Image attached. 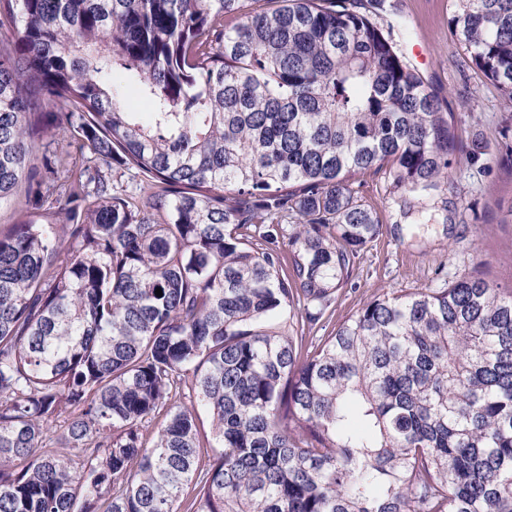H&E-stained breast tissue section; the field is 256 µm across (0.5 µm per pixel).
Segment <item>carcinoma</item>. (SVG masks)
Wrapping results in <instances>:
<instances>
[{
  "instance_id": "obj_1",
  "label": "carcinoma",
  "mask_w": 512,
  "mask_h": 512,
  "mask_svg": "<svg viewBox=\"0 0 512 512\" xmlns=\"http://www.w3.org/2000/svg\"><path fill=\"white\" fill-rule=\"evenodd\" d=\"M247 2L5 0L0 203L42 194L46 99L156 190L90 172L68 223L0 234V512H512V290L382 291L299 334L379 232L352 177L447 190L454 124L361 0ZM452 2L512 101V0ZM97 168L99 174L106 180H109L118 191L136 197L138 200H145L151 190H148L147 177L144 176L138 169L129 165L128 168H117L115 165L107 166L104 163H98Z\"/></svg>"
}]
</instances>
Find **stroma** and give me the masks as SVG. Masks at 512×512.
Masks as SVG:
<instances>
[{
    "label": "stroma",
    "mask_w": 512,
    "mask_h": 512,
    "mask_svg": "<svg viewBox=\"0 0 512 512\" xmlns=\"http://www.w3.org/2000/svg\"><path fill=\"white\" fill-rule=\"evenodd\" d=\"M360 10L390 36L405 60L436 93L461 142L451 158L447 191L423 198L394 188L388 168L354 177L358 199L380 224L379 235L351 262L345 282L312 335L326 336L382 290L440 287L474 274L512 290V101L474 66L451 28L450 0H384ZM79 172L73 132H48L28 164L46 180L44 158Z\"/></svg>",
    "instance_id": "stroma-1"
}]
</instances>
